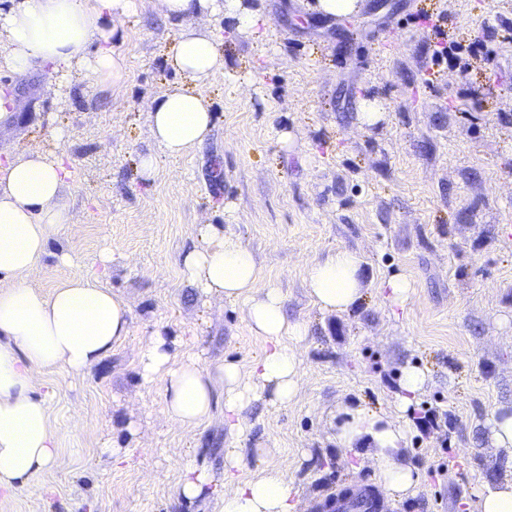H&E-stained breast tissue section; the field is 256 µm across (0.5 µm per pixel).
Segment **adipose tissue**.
I'll return each mask as SVG.
<instances>
[{
	"label": "adipose tissue",
	"instance_id": "ef3b65f1",
	"mask_svg": "<svg viewBox=\"0 0 512 512\" xmlns=\"http://www.w3.org/2000/svg\"><path fill=\"white\" fill-rule=\"evenodd\" d=\"M138 0H0V70L20 76L49 70L65 84L74 69L84 70L106 89L125 75V62L112 46V24L136 12ZM160 15L181 31L167 55L186 79L152 99L148 122L152 139L170 156L202 146L214 127L205 88L224 74V56L207 25L223 15L236 29L260 34L269 22L243 0H158ZM71 170L64 154L30 152L0 163V496L54 468L59 440L49 421L48 401L37 388L57 369L83 375L130 336L133 310L128 299L83 274L62 279L42 291L33 278L48 254L50 240L69 226L60 192ZM184 279L211 302L244 301L250 331L264 349L248 372L233 362L208 363L180 356L175 340L155 331L137 353L145 383L160 385L164 415L183 429L209 422L224 408L230 437L246 434L245 411L253 403L285 406L303 389L305 375L298 348L308 327L289 320L280 289L266 283L253 251L219 224H205L197 244L181 261ZM307 292L320 311L345 313L358 306L366 290L362 259L339 248L310 262ZM430 376L405 364L399 375L394 412L365 407L344 409L336 443L370 459L386 500L412 494L418 473L404 457L410 433L406 418ZM237 449L224 454L222 482L207 469L185 462L177 495L193 502L218 495L221 512H297L296 492L287 464H267L258 475H239ZM472 512H512V467L482 481Z\"/></svg>",
	"mask_w": 512,
	"mask_h": 512
}]
</instances>
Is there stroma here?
<instances>
[{
    "instance_id": "35a3bbf8",
    "label": "stroma",
    "mask_w": 512,
    "mask_h": 512,
    "mask_svg": "<svg viewBox=\"0 0 512 512\" xmlns=\"http://www.w3.org/2000/svg\"><path fill=\"white\" fill-rule=\"evenodd\" d=\"M248 2L268 32L258 40L213 18L229 76L207 89L208 142L179 157L160 154L148 128V102L185 82L166 62L178 30L154 0L117 25L112 46L126 73L114 87L98 90L80 70L60 90L41 70L12 79L17 105L0 154L59 148L73 172L62 196L79 231L51 240L38 283L99 277L132 300L134 325L89 373L50 374L59 462L0 512H220L219 499L189 505L176 490L185 460L218 472L232 446L242 478L287 463L309 512H323L332 490L376 482L372 462L338 448V410L393 411L408 363L431 380L408 414L419 482L397 512H469L478 484L505 465L484 422L512 402V0H362L336 18L312 11V0ZM426 13L443 15L449 39L463 44L489 23L486 53L461 71L431 67L433 33L414 22ZM366 98L386 112L373 127L357 122ZM57 127L67 133L60 144ZM144 153L158 157L150 180L139 172ZM202 224L238 234L281 289L289 319L308 327L302 395L251 407L252 428L235 440L220 408L194 431L167 423L161 387L137 374V352L160 325L182 353L244 370L264 346L242 303L206 304L183 280L181 257ZM339 247L361 256L368 292L352 312L326 314L306 293L305 267ZM60 252L72 266L57 264ZM395 274L414 287L405 312L378 290ZM430 409L445 422L419 426ZM79 414L88 429L75 428ZM108 438L129 462L102 455Z\"/></svg>"
}]
</instances>
